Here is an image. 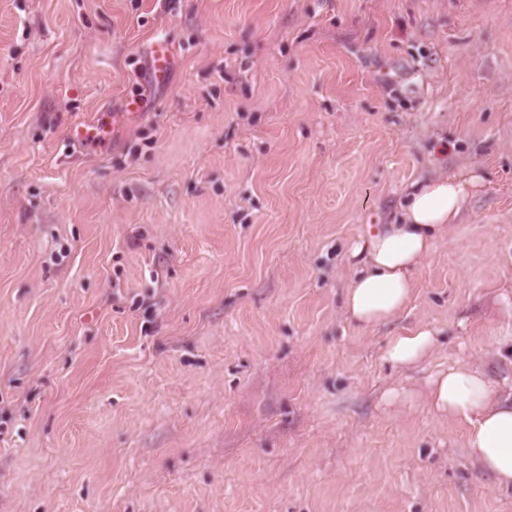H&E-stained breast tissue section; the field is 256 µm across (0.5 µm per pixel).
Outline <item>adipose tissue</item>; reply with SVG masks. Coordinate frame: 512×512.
<instances>
[{
	"instance_id": "ef3b65f1",
	"label": "adipose tissue",
	"mask_w": 512,
	"mask_h": 512,
	"mask_svg": "<svg viewBox=\"0 0 512 512\" xmlns=\"http://www.w3.org/2000/svg\"><path fill=\"white\" fill-rule=\"evenodd\" d=\"M479 182L478 176L455 174L414 183L398 222L368 228L350 254L345 312L353 325L368 330L403 311L416 271ZM436 336L430 325L415 326L389 337L383 358L396 368L416 366L434 349ZM420 398L437 417L467 423L470 457L499 489L512 490V393H502L478 367L458 362L433 375Z\"/></svg>"
}]
</instances>
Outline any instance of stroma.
I'll return each mask as SVG.
<instances>
[{"label": "stroma", "instance_id": "obj_1", "mask_svg": "<svg viewBox=\"0 0 512 512\" xmlns=\"http://www.w3.org/2000/svg\"><path fill=\"white\" fill-rule=\"evenodd\" d=\"M462 171L357 329L351 245ZM511 332L512 0H0V512H512L414 398ZM108 129L96 124H75L70 127L68 136L74 142L92 143L106 140ZM437 330L420 324L405 332L390 336L383 359L395 368H408L421 363L434 349Z\"/></svg>", "mask_w": 512, "mask_h": 512}]
</instances>
